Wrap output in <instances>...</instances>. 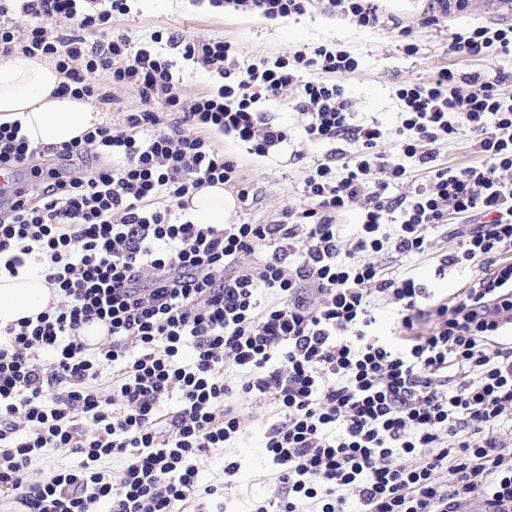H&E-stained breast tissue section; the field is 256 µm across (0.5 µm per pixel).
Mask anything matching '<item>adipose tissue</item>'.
Listing matches in <instances>:
<instances>
[{
  "instance_id": "1",
  "label": "adipose tissue",
  "mask_w": 512,
  "mask_h": 512,
  "mask_svg": "<svg viewBox=\"0 0 512 512\" xmlns=\"http://www.w3.org/2000/svg\"><path fill=\"white\" fill-rule=\"evenodd\" d=\"M65 77L43 58L15 51L0 63V124L20 121L30 143L59 146L80 139L103 122L90 98L59 95ZM236 206L223 185L206 186L192 199L191 212L201 224L227 223ZM59 297L34 264L17 275L0 271V329L33 319L56 305Z\"/></svg>"
}]
</instances>
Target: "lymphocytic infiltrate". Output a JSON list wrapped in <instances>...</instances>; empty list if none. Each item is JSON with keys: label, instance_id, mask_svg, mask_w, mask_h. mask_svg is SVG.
<instances>
[{"label": "lymphocytic infiltrate", "instance_id": "f902f5d3", "mask_svg": "<svg viewBox=\"0 0 512 512\" xmlns=\"http://www.w3.org/2000/svg\"><path fill=\"white\" fill-rule=\"evenodd\" d=\"M129 13V0H0V59L47 58L62 93L111 104L130 88L142 103L61 146L0 124V168L34 164L37 191L0 212V264L13 275L38 257L60 296L0 331V488L27 512H94L103 500L111 512H226L199 464L244 437L249 400L269 411L278 488L253 512H460L475 497L512 512V346L499 341L512 326V102L500 93L512 75L445 68L400 89L394 147L417 162L412 180L388 161L380 126L356 123L343 86L327 81L357 68L348 52L320 45L244 68L221 39L159 30L135 44L112 29ZM491 47L512 51V24L448 43L465 62ZM181 59L209 73V91L184 99ZM290 92L305 139L330 146L308 167V206L265 224L187 217L193 193L218 183L250 208L253 190L215 137L257 155L287 144L256 104ZM461 131L479 163L439 164L438 143ZM407 181L411 191L390 194ZM354 207L362 222L349 238L339 219ZM451 214L457 247L436 271L475 272L453 300L374 263L383 251L428 254ZM382 302L399 316L388 340L374 332ZM95 320L107 337L91 348L83 328ZM50 449L77 464L30 482Z\"/></svg>", "mask_w": 512, "mask_h": 512}]
</instances>
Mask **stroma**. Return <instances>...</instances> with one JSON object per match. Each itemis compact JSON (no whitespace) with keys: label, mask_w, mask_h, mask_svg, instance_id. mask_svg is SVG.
Segmentation results:
<instances>
[{"label":"stroma","mask_w":512,"mask_h":512,"mask_svg":"<svg viewBox=\"0 0 512 512\" xmlns=\"http://www.w3.org/2000/svg\"><path fill=\"white\" fill-rule=\"evenodd\" d=\"M130 7V15L114 21L113 26L127 31L134 41H149L154 31L165 29L191 39L217 38L232 44L243 67L289 58L321 44L336 45L349 52L358 66L347 74H330V81L344 87L357 121L376 123L390 136L400 124L399 89L403 81H425L440 69L456 67L457 61L448 50L453 33L512 23V10L495 0H468L464 11L441 16L438 24L428 27L421 23L427 0H383L380 22L373 28L356 25L331 0H310L304 14L274 20L256 12L216 8L210 0H132ZM397 21L410 29L416 53L404 52L403 42L393 29ZM222 146L237 157L244 178L257 195L249 210L234 211L232 221L270 220L284 210L303 206L306 161L293 159L287 149L265 156L251 154L228 138L223 139ZM377 261L392 271L414 273L441 299L455 297L471 279L470 271L457 269L449 271L447 277H436L430 261L424 259L382 253ZM244 414L248 421L245 436L228 452L212 453L199 473L201 485L206 486L221 479L225 459L238 461L240 471L225 492L229 512H249L253 501L275 492L267 478L263 448L267 412L248 403Z\"/></svg>","instance_id":"obj_1"}]
</instances>
